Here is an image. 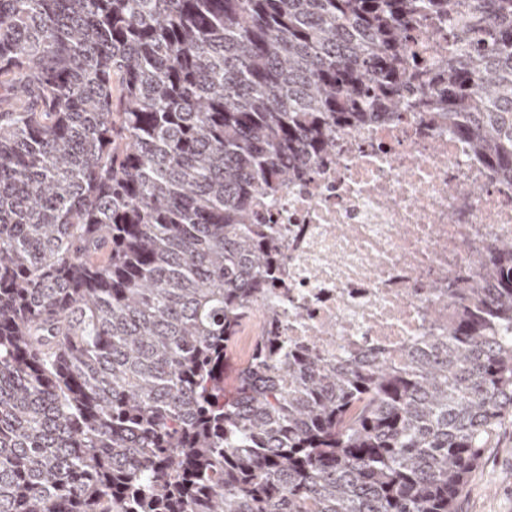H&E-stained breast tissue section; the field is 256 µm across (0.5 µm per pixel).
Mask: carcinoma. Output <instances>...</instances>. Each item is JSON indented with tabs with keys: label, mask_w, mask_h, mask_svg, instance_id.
Instances as JSON below:
<instances>
[{
	"label": "carcinoma",
	"mask_w": 512,
	"mask_h": 512,
	"mask_svg": "<svg viewBox=\"0 0 512 512\" xmlns=\"http://www.w3.org/2000/svg\"><path fill=\"white\" fill-rule=\"evenodd\" d=\"M453 1L0 0V512H453L512 410V242L332 363L279 336L255 219L410 98L512 177V0L408 58ZM468 7L454 14L452 27L448 25V17L428 16L418 22L411 41L410 59L415 64L429 71H435L448 63V57L458 49L453 30L461 29L468 23V16L474 8L483 5L482 0H468Z\"/></svg>",
	"instance_id": "1"
}]
</instances>
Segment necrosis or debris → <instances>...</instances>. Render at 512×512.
Instances as JSON below:
<instances>
[{
    "instance_id": "obj_1",
    "label": "necrosis or debris",
    "mask_w": 512,
    "mask_h": 512,
    "mask_svg": "<svg viewBox=\"0 0 512 512\" xmlns=\"http://www.w3.org/2000/svg\"><path fill=\"white\" fill-rule=\"evenodd\" d=\"M467 22L419 21L411 59L444 66ZM258 221L279 225L285 246L276 293L286 343H316L328 360L394 358L447 314L438 288L466 266L467 245L512 242V179L413 102L396 119L339 131L335 161L262 202Z\"/></svg>"
}]
</instances>
